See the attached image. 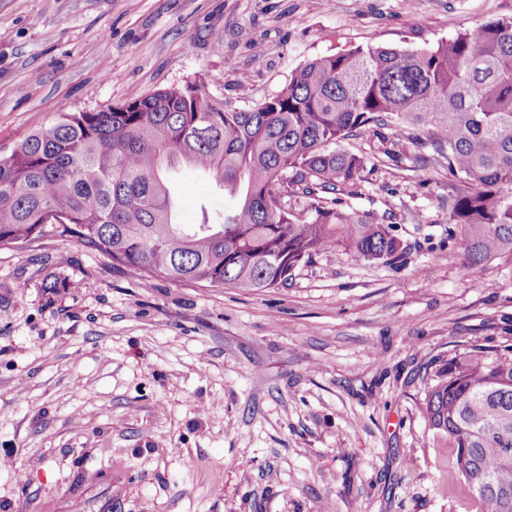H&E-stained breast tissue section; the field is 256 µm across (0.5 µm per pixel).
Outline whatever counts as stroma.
Masks as SVG:
<instances>
[{
    "instance_id": "obj_1",
    "label": "stroma",
    "mask_w": 512,
    "mask_h": 512,
    "mask_svg": "<svg viewBox=\"0 0 512 512\" xmlns=\"http://www.w3.org/2000/svg\"><path fill=\"white\" fill-rule=\"evenodd\" d=\"M512 0H0V154L65 112L205 78L251 109L315 57L430 48ZM366 130L354 208L399 257L344 248L258 292L140 279L73 238L0 249V512H478L422 416L473 349L512 357V263L478 274L434 147ZM178 221L233 201L183 168Z\"/></svg>"
}]
</instances>
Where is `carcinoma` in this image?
Returning <instances> with one entry per match:
<instances>
[{"instance_id": "carcinoma-1", "label": "carcinoma", "mask_w": 512, "mask_h": 512, "mask_svg": "<svg viewBox=\"0 0 512 512\" xmlns=\"http://www.w3.org/2000/svg\"><path fill=\"white\" fill-rule=\"evenodd\" d=\"M371 125L448 150L460 185L448 223L467 269L512 260V18L428 49L367 45L316 57L263 104L234 108L203 86L107 110L69 112L0 155V249L74 238L138 278L259 291L341 245L395 256L389 216L359 211L367 159L336 149ZM211 174L236 204L189 227L172 220L169 171ZM304 200L297 210L292 199ZM424 418L448 437L452 470L481 512H512V357L475 350L435 374Z\"/></svg>"}]
</instances>
